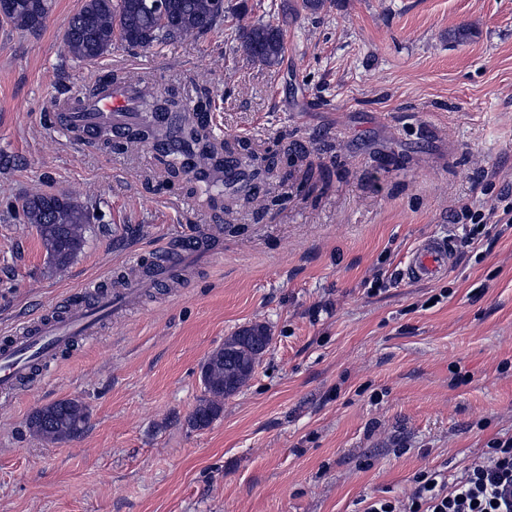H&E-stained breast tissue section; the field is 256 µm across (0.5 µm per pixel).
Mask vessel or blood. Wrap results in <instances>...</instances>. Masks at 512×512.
<instances>
[{
  "mask_svg": "<svg viewBox=\"0 0 512 512\" xmlns=\"http://www.w3.org/2000/svg\"><path fill=\"white\" fill-rule=\"evenodd\" d=\"M136 96V85L111 86L85 111L67 113L66 121L88 132L104 123L116 128L126 126L137 118L130 110ZM208 250L206 240L200 236L182 238L154 253L151 262L143 267L141 278L126 281L124 287L96 283L88 298L64 313L41 310L21 320L12 335L0 340V398L16 399L22 385L50 372L58 355L72 349L78 337L98 335L105 316L124 311L137 300L141 288L168 279L188 255ZM452 264L453 255L445 244L426 240L414 248L406 272L410 280L427 281L447 273Z\"/></svg>",
  "mask_w": 512,
  "mask_h": 512,
  "instance_id": "vessel-or-blood-1",
  "label": "vessel or blood"
}]
</instances>
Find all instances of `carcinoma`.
<instances>
[{
	"mask_svg": "<svg viewBox=\"0 0 512 512\" xmlns=\"http://www.w3.org/2000/svg\"><path fill=\"white\" fill-rule=\"evenodd\" d=\"M16 7L0 19L30 32L41 30L51 9V0H15ZM238 6L219 11L217 0H164L163 10L149 13L143 0H84L69 20L64 33V52L79 62H95L108 55L118 43L143 51L171 43L197 39L223 25ZM236 39L247 57L268 66L280 63L284 53L282 29L272 23L238 25ZM133 81L140 87L139 122L116 131L103 126L93 136L106 147L133 152L148 144L164 154L175 155L169 163L174 177L188 176L207 184L210 205L222 210L224 199L243 202L261 219L280 205L284 195L270 187V177L288 189V172L279 164L295 165L294 155L279 146L264 150L247 140L234 144L219 142L202 115L211 109V99H188L176 91L168 93L174 107L178 139L170 142L166 120L155 112L158 98L148 79L139 72L117 71L112 82ZM236 162L234 178L223 173L229 159ZM24 223L35 227L48 258L58 270L67 268L86 242L88 211L69 194L27 195L21 204ZM271 336L263 326L245 329L224 340V346L205 359L200 368L203 396L189 418L194 429L209 426L224 408V379L235 380V389L253 374ZM88 412L82 401L70 398L36 408L28 417L29 433L50 443L72 439L82 432Z\"/></svg>",
	"mask_w": 512,
	"mask_h": 512,
	"instance_id": "obj_1",
	"label": "carcinoma"
}]
</instances>
